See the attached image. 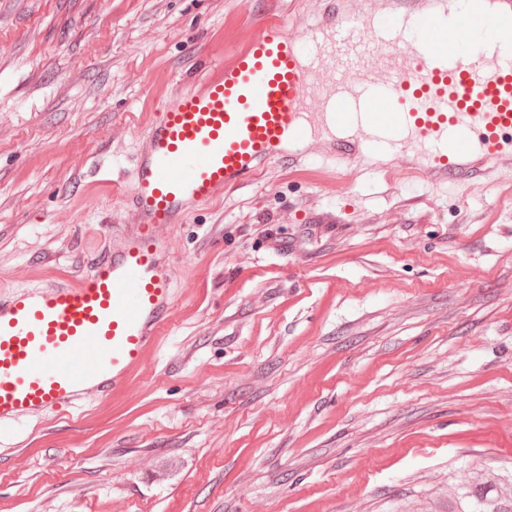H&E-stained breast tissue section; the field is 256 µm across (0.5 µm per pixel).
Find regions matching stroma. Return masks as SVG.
Wrapping results in <instances>:
<instances>
[{
  "instance_id": "35a3bbf8",
  "label": "stroma",
  "mask_w": 512,
  "mask_h": 512,
  "mask_svg": "<svg viewBox=\"0 0 512 512\" xmlns=\"http://www.w3.org/2000/svg\"><path fill=\"white\" fill-rule=\"evenodd\" d=\"M246 0H0V288L71 275ZM265 169L167 229L177 311L121 395L0 439V512H448L512 470V178Z\"/></svg>"
}]
</instances>
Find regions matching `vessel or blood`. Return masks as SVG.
<instances>
[{"label":"vessel or blood","instance_id":"1","mask_svg":"<svg viewBox=\"0 0 512 512\" xmlns=\"http://www.w3.org/2000/svg\"><path fill=\"white\" fill-rule=\"evenodd\" d=\"M231 55L162 101L135 142L134 215L80 279L0 293V436L30 417L108 399L145 369L175 308L164 228L265 166L404 167L453 184L512 162V0H324L313 16L251 0Z\"/></svg>","mask_w":512,"mask_h":512}]
</instances>
